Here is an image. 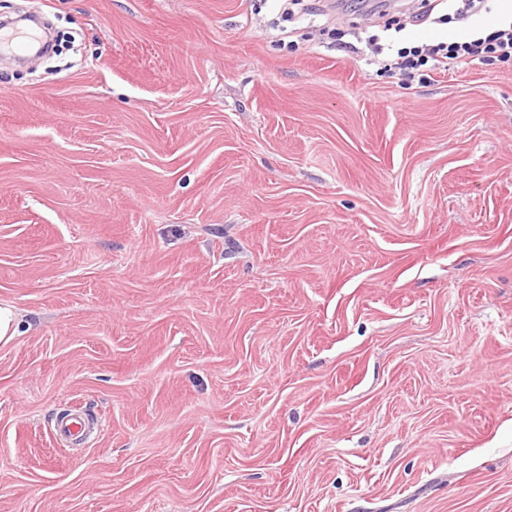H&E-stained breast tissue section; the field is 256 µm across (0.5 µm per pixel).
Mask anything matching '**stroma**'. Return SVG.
I'll return each mask as SVG.
<instances>
[{
	"mask_svg": "<svg viewBox=\"0 0 512 512\" xmlns=\"http://www.w3.org/2000/svg\"><path fill=\"white\" fill-rule=\"evenodd\" d=\"M308 5L0 0V512H512V67ZM496 59L503 63L512 61V21L503 23L489 37L466 36L460 40L422 43L420 46L398 49L393 68L404 74L433 62L436 69L448 70L451 65L483 62ZM23 317L16 307L0 303V345L11 343L21 333ZM55 432L62 440L69 442L89 432V424L82 414L71 413L56 422Z\"/></svg>",
	"mask_w": 512,
	"mask_h": 512,
	"instance_id": "obj_1",
	"label": "stroma"
}]
</instances>
